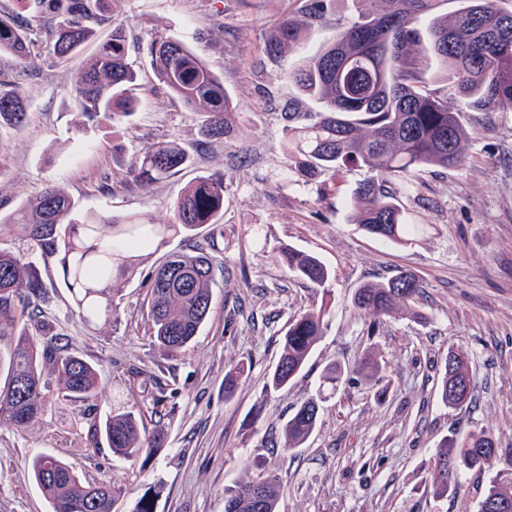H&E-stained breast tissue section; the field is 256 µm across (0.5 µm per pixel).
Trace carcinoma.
Returning a JSON list of instances; mask_svg holds the SVG:
<instances>
[{
  "instance_id": "obj_1",
  "label": "carcinoma",
  "mask_w": 512,
  "mask_h": 512,
  "mask_svg": "<svg viewBox=\"0 0 512 512\" xmlns=\"http://www.w3.org/2000/svg\"><path fill=\"white\" fill-rule=\"evenodd\" d=\"M325 0H310L302 15L283 20L265 45L277 57L298 40L309 20L319 17ZM433 0H356V17L322 49L288 72V80L319 110L288 115L283 147L300 159L301 170L315 176L342 173L354 167L370 177L348 199L349 223L362 232L400 248L418 242L424 232L399 201L404 179L426 166L452 168L467 158L470 133L447 101L427 92V73L450 85L478 112L512 110V9L499 0H460L459 8L436 17L429 28L430 55L420 56L418 19L432 12ZM108 0H67L61 20L50 32L54 58H74L108 20ZM33 41L18 14L0 11V53L23 63ZM159 82L184 106L204 116L202 134L221 138L237 102L224 81L198 53L183 42L156 32L149 46ZM434 60L429 70L426 60ZM136 74L127 62L122 27L98 43L96 52L76 69L71 92L74 109L87 123H98L135 112L129 87ZM28 98L20 83L0 77V128L22 129ZM192 162L188 148L159 141L137 155L121 183L147 189ZM224 210V173L201 176L188 184L174 203L172 222L142 224L130 216L117 222L104 215L80 214L79 201L48 183L32 201L8 216L0 215V239L26 238L43 253L59 255L63 280L85 323L109 320L114 273L132 269L140 251L152 255L170 237L191 234L214 224ZM289 273L331 295L336 271L318 255L290 245L280 251ZM215 259L205 250L169 251L154 267L147 290L148 332L170 356H177L198 336L212 308L216 285ZM46 291L40 271L26 256L0 248V336L9 329L6 351H0V428L22 429L43 414L53 399L87 404L99 397L102 381L96 368L75 355L61 339L36 323L32 304ZM421 292L415 273L401 271L379 282L359 285L351 306L374 324L384 317L410 312ZM324 304L288 322L281 355L267 376L265 391L288 388L305 368L328 326ZM473 358L460 347L448 348L440 383L444 406L460 408L473 398ZM345 367H327L320 386L336 388ZM321 392L302 399L284 422L283 448L303 445L316 431ZM89 446L106 443L112 453L136 459L163 445L159 430L146 434L142 417L132 411L112 412L94 422ZM512 462V450L499 447L493 432L480 430L442 437L429 474L437 497L458 496L467 471H492L479 500L478 512H512V472L497 470ZM259 473L225 490L224 512H280L281 486L262 461ZM32 479L51 512H112L125 488L102 480L86 482L74 467L51 454L35 456Z\"/></svg>"
}]
</instances>
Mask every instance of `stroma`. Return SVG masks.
<instances>
[{
	"label": "stroma",
	"instance_id": "35a3bbf8",
	"mask_svg": "<svg viewBox=\"0 0 512 512\" xmlns=\"http://www.w3.org/2000/svg\"><path fill=\"white\" fill-rule=\"evenodd\" d=\"M302 0H113L109 24L121 25L128 59L138 73L134 114L81 127L70 95L71 64L49 52L52 13L41 0H0V10L25 19L35 43L26 63L0 54V72L15 75L28 99L25 129L0 131L9 162L0 173V213L13 211L54 183L83 211L116 219L138 215L164 224L184 187L197 177L224 174V215L198 235L173 236L169 249L191 251L214 242L224 272L212 309L185 354L170 357L145 334L147 279L157 259L136 261L113 281L116 313L89 326L66 288L56 257L28 252L46 284L39 321L97 366L105 384L94 406L55 402L16 431L0 428V512H50L28 463L49 453L71 463L81 479H109L126 488L115 512H131L152 497L155 512H224V489L250 477L265 460L279 480L281 512H477L487 477L469 473L458 498H438L428 470L436 443L451 432L493 430L512 448V111L474 112L449 95L470 133L468 158L457 168L426 167L409 177L400 200L427 230L412 248L395 247L348 221L349 191L365 179L349 171L341 191L321 200L330 174L307 179L282 149V132L298 91L288 71L315 54L355 14L354 0H329L297 45L269 58L266 40ZM192 47L235 96L236 126L199 146L203 117L159 84L146 56L155 31ZM161 139L198 144L193 163L144 190L117 187L134 157ZM286 245L319 255L336 272L329 326L288 389L264 394L289 319L323 296L289 276L278 260ZM414 272L422 285L415 313L384 318L375 328L355 315L353 290L366 281ZM470 352L477 387L471 407L445 408L439 382L450 346ZM375 348L382 369L364 384L359 360ZM349 366L328 393L317 431L300 448L279 447L294 405L315 393L326 367ZM244 374L232 396L224 374ZM121 408L164 432L148 462L124 459L79 438L90 421Z\"/></svg>",
	"mask_w": 512,
	"mask_h": 512
}]
</instances>
